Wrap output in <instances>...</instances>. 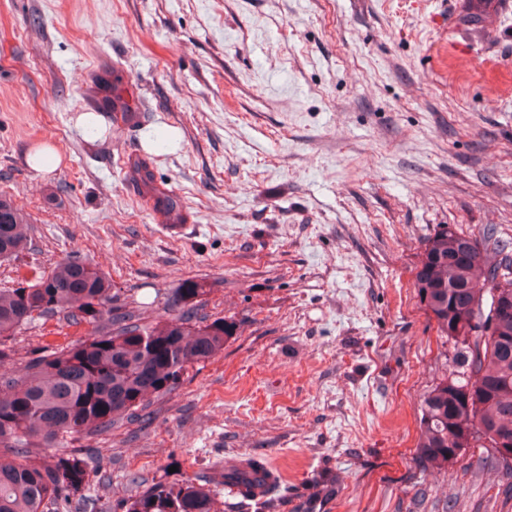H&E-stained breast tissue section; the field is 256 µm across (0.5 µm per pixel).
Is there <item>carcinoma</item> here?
<instances>
[{
	"instance_id": "obj_1",
	"label": "carcinoma",
	"mask_w": 512,
	"mask_h": 512,
	"mask_svg": "<svg viewBox=\"0 0 512 512\" xmlns=\"http://www.w3.org/2000/svg\"><path fill=\"white\" fill-rule=\"evenodd\" d=\"M133 178L154 200L166 224L182 220L179 200L154 186L144 161ZM474 239L481 252L469 263L457 258L460 243ZM31 239V224L14 200L0 194V263L15 259ZM512 264V241L492 224L476 232L448 231L438 224L424 237L415 288L435 322L445 372L423 393L415 449L425 469L446 470L461 463L469 448H482L475 466L495 468L512 483V466L500 463L494 435L512 436V313L491 319L492 293L512 309V275L497 279L488 266L499 258ZM204 284L187 281L166 294L168 318L149 322L127 309L112 291V279L76 255L34 275L16 288H0V367L13 360L6 340L38 318L91 326L88 337L30 358L18 374L1 373L0 512H58L82 501L90 481L94 448L63 452L68 441L91 438L137 418L150 419V397L171 393L188 368L224 351L239 324L204 312ZM470 312L475 324L458 323ZM472 393L470 404L459 394ZM220 482L246 487L245 498L266 509L278 500L280 479L264 463L224 462ZM214 478L159 479L119 505L121 512H221L209 488ZM294 512H312L313 499L336 493V480L320 474Z\"/></svg>"
}]
</instances>
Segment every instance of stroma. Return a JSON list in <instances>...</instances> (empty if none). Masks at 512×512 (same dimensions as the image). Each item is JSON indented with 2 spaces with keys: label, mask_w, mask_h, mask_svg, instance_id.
I'll return each instance as SVG.
<instances>
[{
  "label": "stroma",
  "mask_w": 512,
  "mask_h": 512,
  "mask_svg": "<svg viewBox=\"0 0 512 512\" xmlns=\"http://www.w3.org/2000/svg\"><path fill=\"white\" fill-rule=\"evenodd\" d=\"M489 59L512 70V0H0V194L33 227L0 287L76 252L149 320L192 279L240 325L151 420L90 440L109 479L80 512L231 457L276 468L274 512L323 472L338 491L316 512H442L452 495L455 512H512L496 470L414 459L444 371L421 242L439 224L512 238V90ZM115 89L138 124L103 109ZM43 146L62 158L47 174ZM135 156L182 203L183 236L129 179ZM87 332L35 320L13 367Z\"/></svg>",
  "instance_id": "stroma-1"
}]
</instances>
